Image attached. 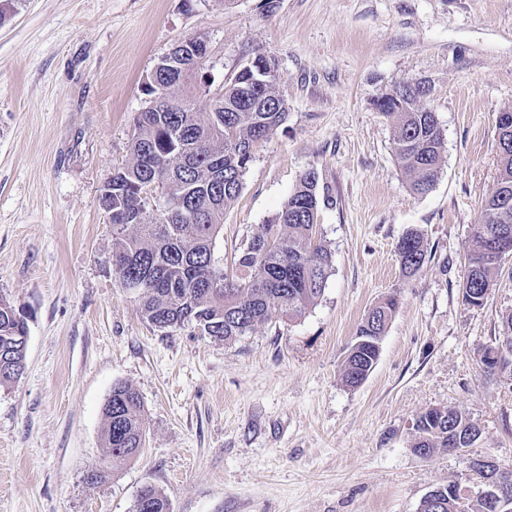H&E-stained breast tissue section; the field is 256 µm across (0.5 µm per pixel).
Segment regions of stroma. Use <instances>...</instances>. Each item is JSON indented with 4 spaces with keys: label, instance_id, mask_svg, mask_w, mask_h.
<instances>
[{
    "label": "stroma",
    "instance_id": "1",
    "mask_svg": "<svg viewBox=\"0 0 512 512\" xmlns=\"http://www.w3.org/2000/svg\"><path fill=\"white\" fill-rule=\"evenodd\" d=\"M0 298L27 316L24 372L0 385V512H134L154 485L170 512H420L471 463L512 466V374L480 352L512 310V255L483 306L462 301L465 253L499 174L498 112L512 110V0H0ZM230 80L276 63L288 119L259 143L224 213L214 257L232 261L302 174H318L323 295L229 343L151 325L112 271L99 198L131 160L142 84L184 38ZM429 89L445 137L433 189L413 194L393 124L398 81ZM431 257L405 277L398 239ZM398 313L360 386L342 364L380 297ZM136 388L147 419L133 460H107L103 406ZM458 407L481 435L422 458L419 414ZM106 466L105 481L87 473Z\"/></svg>",
    "mask_w": 512,
    "mask_h": 512
}]
</instances>
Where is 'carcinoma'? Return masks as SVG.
<instances>
[{
	"label": "carcinoma",
	"mask_w": 512,
	"mask_h": 512,
	"mask_svg": "<svg viewBox=\"0 0 512 512\" xmlns=\"http://www.w3.org/2000/svg\"><path fill=\"white\" fill-rule=\"evenodd\" d=\"M158 77L173 103L140 112L131 143L132 160L105 185L100 204L112 214V271L122 287L135 292L144 318L160 329L197 328L214 341L230 342L275 317L300 318L324 292L331 251L316 238L320 196L318 177L304 174L282 208L239 253L240 276L228 278L216 264L214 246L224 212L239 197L243 176L257 144L288 118V105L276 78L260 81L257 65L247 62L232 81L216 91L172 70ZM396 83L376 106L392 119L394 155L409 177L410 191L429 192L443 162L445 139L435 113L413 100L394 96ZM500 173L485 199L482 219L468 243L463 300L473 306L488 295L500 261L488 255L503 226L499 194H512V149L499 150ZM161 174L162 194L178 204L155 213L141 196L145 183ZM403 274H416L429 260L427 243L409 231L395 246ZM399 308L388 294L376 301L358 324L343 363L342 380L357 386L379 357V343ZM28 328L24 312L0 298V383L17 381L24 371ZM104 440L109 459H130L145 439V415L139 393L118 384L103 407ZM467 435L476 425L455 408H431L418 416L417 448L454 452L449 429ZM442 512H488L479 497L468 505L454 486L444 487ZM140 496L151 512H169L160 490L145 486Z\"/></svg>",
	"instance_id": "carcinoma-1"
}]
</instances>
